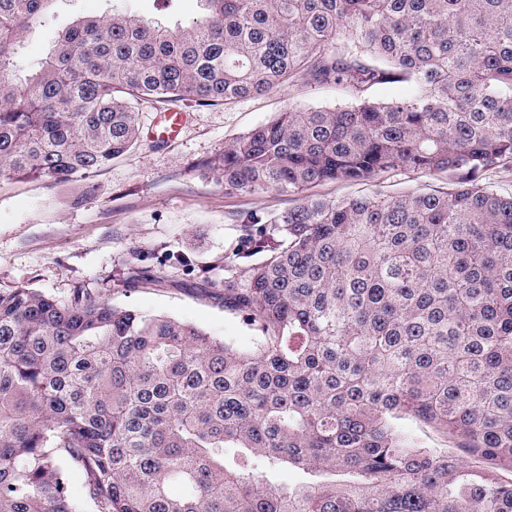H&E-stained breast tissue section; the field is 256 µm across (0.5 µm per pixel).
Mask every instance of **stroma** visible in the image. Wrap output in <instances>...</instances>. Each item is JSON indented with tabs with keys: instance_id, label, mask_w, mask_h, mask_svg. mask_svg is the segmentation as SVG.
<instances>
[{
	"instance_id": "stroma-1",
	"label": "stroma",
	"mask_w": 512,
	"mask_h": 512,
	"mask_svg": "<svg viewBox=\"0 0 512 512\" xmlns=\"http://www.w3.org/2000/svg\"><path fill=\"white\" fill-rule=\"evenodd\" d=\"M108 0H59L46 28L31 36L25 58L36 64L57 33L76 19L109 9ZM347 97L318 86L285 85L232 106L177 102L185 123L173 142H141L97 175L73 182L0 178V290L26 287L59 300L83 288L147 314L190 322L237 347H251L254 331L224 308V255L237 236L239 212L279 211L293 197L225 191L207 163L232 138L289 107L333 106ZM446 176L405 170L368 184L326 182L312 196L449 188ZM184 256L189 271L165 265ZM162 270L161 288L119 291L132 260Z\"/></svg>"
}]
</instances>
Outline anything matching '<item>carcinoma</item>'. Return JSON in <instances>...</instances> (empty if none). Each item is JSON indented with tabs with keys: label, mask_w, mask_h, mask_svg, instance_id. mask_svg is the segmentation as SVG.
I'll return each instance as SVG.
<instances>
[{
	"label": "carcinoma",
	"mask_w": 512,
	"mask_h": 512,
	"mask_svg": "<svg viewBox=\"0 0 512 512\" xmlns=\"http://www.w3.org/2000/svg\"><path fill=\"white\" fill-rule=\"evenodd\" d=\"M57 2L0 0V178L93 176L138 146L143 103L352 101L209 163L227 191L296 197L239 214L224 255L249 349L88 290L0 291V512H512V189L484 178L512 170V0H200L174 26L114 6L25 73ZM403 170L452 189L303 195Z\"/></svg>",
	"instance_id": "obj_1"
}]
</instances>
